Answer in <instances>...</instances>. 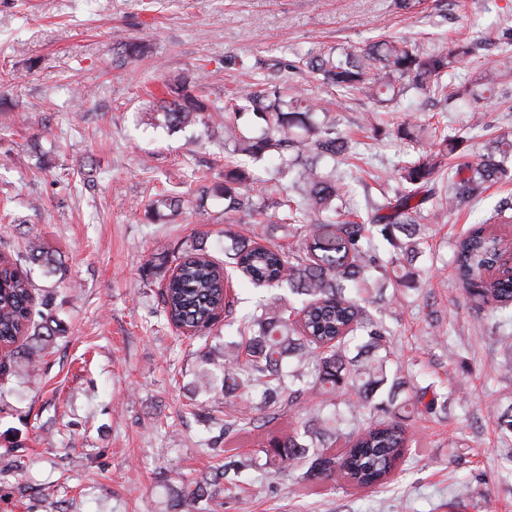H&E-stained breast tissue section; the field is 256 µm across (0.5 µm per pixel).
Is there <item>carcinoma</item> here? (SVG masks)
I'll return each mask as SVG.
<instances>
[{
    "label": "carcinoma",
    "mask_w": 512,
    "mask_h": 512,
    "mask_svg": "<svg viewBox=\"0 0 512 512\" xmlns=\"http://www.w3.org/2000/svg\"><path fill=\"white\" fill-rule=\"evenodd\" d=\"M115 62L140 55L138 42L122 41ZM471 47L456 44L431 51L406 39H380L359 50L339 53L308 52L299 58L305 69L338 90H358L380 105L394 102L414 90L448 97V75ZM511 66L484 69L463 89L478 111V104L505 80ZM201 83L191 76L164 86L159 110L170 128L204 124L214 112L223 118L224 144L232 146L224 159V213H246L255 224L271 218L302 237L301 245L285 250L262 245L231 231L224 232V261H216L200 243L185 246L177 257V272L165 263L154 266L162 283V305L167 322L199 329L206 336L221 319L232 318L233 301L225 291L224 277L238 274L255 288H288L300 297L295 304L281 295L260 300L239 326L241 341L211 347L203 358L223 372L224 418L216 419L224 440L253 438L256 449L241 460L220 464L197 478L175 473L174 507L179 512H205L211 487L234 475L263 469L291 479L297 491L306 492L337 476L361 488H375L390 480L410 447L405 412L434 414L441 396L433 382L411 387L398 373H389L393 350L387 329L367 307L370 273L388 276V267L421 252L419 220L433 223L453 209L460 198L475 197L488 185L512 182V135L496 137L475 162H464L452 173L448 155L462 143L458 138L437 137L436 129L415 120L398 125L396 134L412 143L398 168L402 188L372 208L368 223L321 221L323 212L334 214L346 205L343 180L327 161L352 155L350 142L336 129V118L313 119L323 107L301 96L288 98L281 90L246 85L236 89L222 106L199 95ZM267 150L288 153L284 171L294 173L303 185L295 198L257 200L249 194L245 159ZM448 174L444 195L448 207L424 212L419 189ZM182 200L160 193L148 208L177 209ZM503 239L480 224L456 245L453 264L468 297L484 313L489 326L494 311L512 305V278L487 282L485 268L499 258ZM55 273L62 259L38 240H29L25 252L0 263V344L11 347L7 362L14 368L34 370L60 328L43 311L35 309L34 284L23 264ZM262 391L258 403L253 390ZM244 406L233 401V394ZM330 394L308 416L300 415L307 399ZM287 428L268 427L283 417Z\"/></svg>",
    "instance_id": "cac0c4a2"
}]
</instances>
